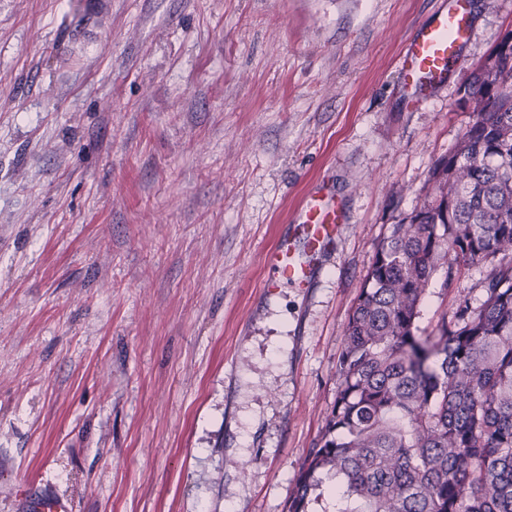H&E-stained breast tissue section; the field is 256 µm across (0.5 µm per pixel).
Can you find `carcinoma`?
<instances>
[{
	"instance_id": "cac0c4a2",
	"label": "carcinoma",
	"mask_w": 512,
	"mask_h": 512,
	"mask_svg": "<svg viewBox=\"0 0 512 512\" xmlns=\"http://www.w3.org/2000/svg\"><path fill=\"white\" fill-rule=\"evenodd\" d=\"M422 204L390 226L348 318L336 400L288 512H512V31ZM489 261L484 300L419 326L433 274Z\"/></svg>"
}]
</instances>
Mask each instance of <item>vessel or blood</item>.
I'll return each mask as SVG.
<instances>
[{
	"label": "vessel or blood",
	"instance_id": "vessel-or-blood-1",
	"mask_svg": "<svg viewBox=\"0 0 512 512\" xmlns=\"http://www.w3.org/2000/svg\"><path fill=\"white\" fill-rule=\"evenodd\" d=\"M472 0H439L431 18L404 39L396 73L409 98L444 85L465 47ZM346 217L335 196L315 191L303 196L290 217L289 231L264 258L265 286L312 287L345 229Z\"/></svg>",
	"mask_w": 512,
	"mask_h": 512
}]
</instances>
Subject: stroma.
<instances>
[{
  "mask_svg": "<svg viewBox=\"0 0 512 512\" xmlns=\"http://www.w3.org/2000/svg\"><path fill=\"white\" fill-rule=\"evenodd\" d=\"M437 6L0 0V512H287L377 249L512 30V0H473L454 74L410 104L396 60ZM319 188L343 236L313 288L267 291ZM486 270H437L421 328L479 306Z\"/></svg>",
  "mask_w": 512,
  "mask_h": 512,
  "instance_id": "1",
  "label": "stroma"
}]
</instances>
